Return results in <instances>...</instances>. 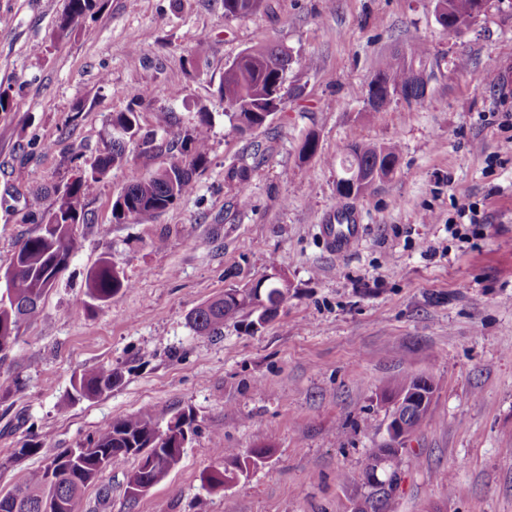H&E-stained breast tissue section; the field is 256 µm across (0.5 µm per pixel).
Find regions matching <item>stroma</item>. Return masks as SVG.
<instances>
[{
    "mask_svg": "<svg viewBox=\"0 0 512 512\" xmlns=\"http://www.w3.org/2000/svg\"><path fill=\"white\" fill-rule=\"evenodd\" d=\"M66 3L0 0V91L13 100L0 111V271L38 231L28 214L89 172L113 116L135 110L157 147L128 141L130 166L85 197L69 264L0 361V491L147 409L162 425L193 415L181 462L132 504L137 461H119L79 512H354L367 456L387 439L382 393L422 376L433 404L394 461L393 512H512V0H490L458 34L436 23L434 0H263L236 19L224 0H100L63 34ZM418 38L436 61L425 99L368 108L373 72ZM269 44L293 58L284 100L242 135L218 89L227 64ZM136 88L148 92L138 103ZM179 133L208 147L193 191L116 222L132 174L166 166ZM364 141L397 146L398 164L339 198L333 161ZM240 165L252 170L243 186L227 178ZM464 202L478 221L461 242L448 221ZM344 205L362 236L336 254L320 226ZM103 258L132 286L99 305L85 278ZM274 273L288 299L272 321L191 328L196 307ZM102 367L122 383L66 404L73 377ZM32 437L39 451L18 457ZM263 446L247 475L206 485L226 449Z\"/></svg>",
    "mask_w": 512,
    "mask_h": 512,
    "instance_id": "1",
    "label": "stroma"
}]
</instances>
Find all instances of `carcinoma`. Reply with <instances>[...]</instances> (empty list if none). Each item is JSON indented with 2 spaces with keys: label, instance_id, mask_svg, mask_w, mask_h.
<instances>
[{
  "label": "carcinoma",
  "instance_id": "obj_1",
  "mask_svg": "<svg viewBox=\"0 0 512 512\" xmlns=\"http://www.w3.org/2000/svg\"><path fill=\"white\" fill-rule=\"evenodd\" d=\"M263 0H224V16L236 18L257 10ZM97 8V0H68L67 10L59 22L63 33L81 27L88 13ZM431 49L419 39L412 41L407 50L397 52L386 59L373 73L367 84L366 95L372 99V109L388 107L394 98L401 96L409 104L421 103L427 89L416 90V72L423 71L430 63ZM292 57L276 46H260L249 49L245 60L224 69V81L219 94L226 103L225 115L241 129L247 122L260 127L265 116L282 105L281 88L283 75ZM112 128L128 133V139L139 137L144 145L154 141V133L141 131L135 112H124L112 118ZM181 157L149 177L132 176L129 184L113 205L117 218L127 219L150 215L167 210L193 187V174L205 164L207 145L201 140L188 137L177 139ZM127 139L111 140L110 148L98 155L88 176L71 183L64 195L57 198L53 214L56 227L50 230L47 215L32 218L40 225L37 234L26 238L7 268L9 288L6 297L0 298V353L14 345L19 323L39 313L45 294L54 286L59 273L70 259V243L82 216V200L95 183L112 168L128 163ZM398 158L393 146L372 143L354 144L349 154L337 163L339 175L345 169L357 165L371 169L385 168V162ZM87 295L97 303L106 304L130 283L108 261L101 260L86 276ZM267 301L266 314L273 318L278 307L288 299L284 286L278 281L267 282L262 290ZM252 288H230L216 299L192 311L189 322L199 334H214L224 327V322L234 320L243 313H256ZM122 380L115 368H101L76 376L68 393L70 403L98 398L117 387ZM431 405L412 407L406 421L407 432H415L427 418ZM193 419L181 413L160 428L153 414L142 411L136 415L116 420L100 429L86 443L71 454L62 451L43 468L28 474L14 490L0 495V512H49L48 506L60 502L66 505L63 512H78L82 494L99 481L112 464L133 457L136 467L127 477L126 493L131 501L140 494L135 488L143 483L157 485L181 461L183 448L177 436L193 435ZM269 448H255L241 453L227 449L224 470L215 471L206 478L216 489L247 473L251 466L266 458ZM398 482L394 472L370 485V495L377 497V512H389L393 493Z\"/></svg>",
  "mask_w": 512,
  "mask_h": 512
}]
</instances>
